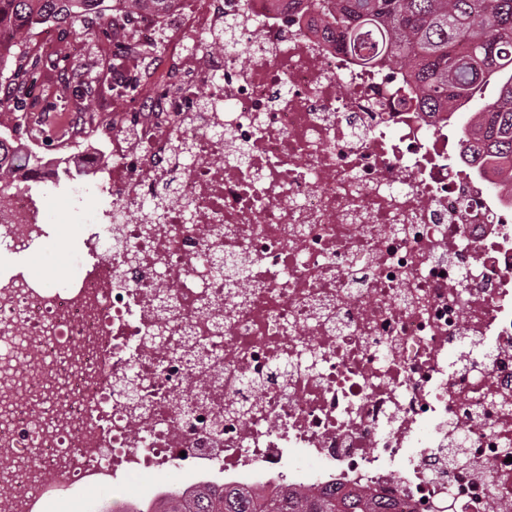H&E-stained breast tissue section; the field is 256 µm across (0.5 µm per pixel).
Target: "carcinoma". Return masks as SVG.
Segmentation results:
<instances>
[{"label": "carcinoma", "instance_id": "1", "mask_svg": "<svg viewBox=\"0 0 512 512\" xmlns=\"http://www.w3.org/2000/svg\"><path fill=\"white\" fill-rule=\"evenodd\" d=\"M100 0H0V75L23 63L27 38L39 23L77 21L96 11ZM119 7L162 12L177 0H112ZM336 24L344 46L364 64L383 57L408 71L426 110H443L455 98L469 102L499 85L496 99L478 111L477 131L486 146L480 166L496 168L512 180V0H316ZM112 90V65L106 72L77 73L58 90L59 102L90 100L96 89ZM40 165L38 156L19 151L0 155V176ZM225 284L249 280L248 268L233 257L211 259ZM158 512H381L365 495L322 493L309 498L288 491L246 495L203 492L191 500L171 499Z\"/></svg>", "mask_w": 512, "mask_h": 512}]
</instances>
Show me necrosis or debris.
Segmentation results:
<instances>
[{"label":"necrosis or debris","mask_w":512,"mask_h":512,"mask_svg":"<svg viewBox=\"0 0 512 512\" xmlns=\"http://www.w3.org/2000/svg\"><path fill=\"white\" fill-rule=\"evenodd\" d=\"M103 7L113 133L68 138L111 204L68 287L0 273V504L45 512L137 474L143 512L228 485L507 512L512 189L466 160L470 113L424 111L404 72L342 50L314 0ZM227 27L249 62L214 52ZM181 141L179 200L145 233L136 213ZM50 233L32 192H10L0 254ZM219 248L251 267L246 287L205 263ZM465 344L482 355L449 367Z\"/></svg>","instance_id":"4bbe7bcc"}]
</instances>
